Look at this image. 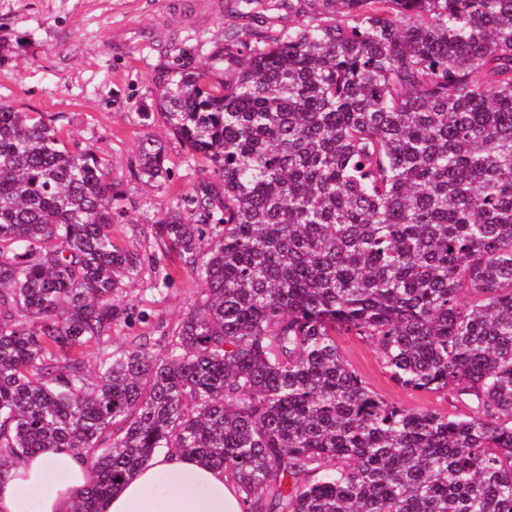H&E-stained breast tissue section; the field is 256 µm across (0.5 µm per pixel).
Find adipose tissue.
Segmentation results:
<instances>
[{"mask_svg":"<svg viewBox=\"0 0 512 512\" xmlns=\"http://www.w3.org/2000/svg\"><path fill=\"white\" fill-rule=\"evenodd\" d=\"M88 473L72 453L52 448L0 477V512H71ZM222 470L160 450L114 492L106 512H244Z\"/></svg>","mask_w":512,"mask_h":512,"instance_id":"obj_1","label":"adipose tissue"}]
</instances>
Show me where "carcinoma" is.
I'll return each instance as SVG.
<instances>
[{"instance_id": "cac0c4a2", "label": "carcinoma", "mask_w": 512, "mask_h": 512, "mask_svg": "<svg viewBox=\"0 0 512 512\" xmlns=\"http://www.w3.org/2000/svg\"><path fill=\"white\" fill-rule=\"evenodd\" d=\"M281 3L305 21L228 24L160 86L208 177L153 225L158 256L113 240L93 145L0 102V477L70 451L93 475L71 512H105L167 448L247 512H512V0ZM164 161L143 148L138 178ZM147 264L151 289L204 288L163 353L114 350ZM341 332L465 412L386 401Z\"/></svg>"}]
</instances>
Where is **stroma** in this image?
<instances>
[{"mask_svg":"<svg viewBox=\"0 0 512 512\" xmlns=\"http://www.w3.org/2000/svg\"><path fill=\"white\" fill-rule=\"evenodd\" d=\"M244 8L243 0H0V101L58 116L69 148L91 144L109 161L125 193L124 215L112 233L130 251L157 253L153 224L180 208L205 176L160 118L145 122L139 114L154 104L167 71L208 63L224 41L225 24L237 22ZM148 138L162 145L171 172L161 187L133 174ZM201 288L184 273L158 292L132 283L149 321L117 327L113 348L138 336L165 347L164 331L176 326ZM337 343L384 399L410 409L450 410L442 397L392 382L356 337L342 334Z\"/></svg>","mask_w":512,"mask_h":512,"instance_id":"stroma-1","label":"stroma"}]
</instances>
